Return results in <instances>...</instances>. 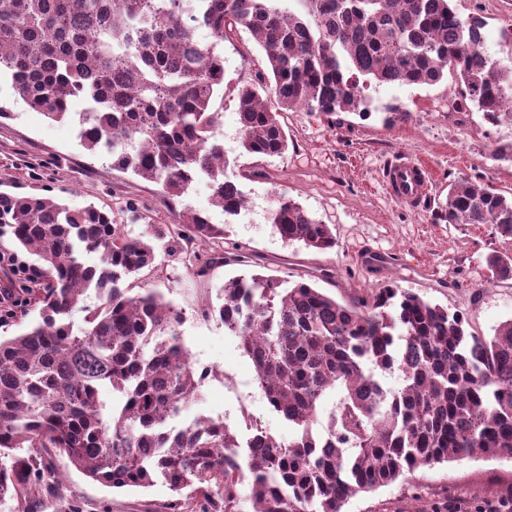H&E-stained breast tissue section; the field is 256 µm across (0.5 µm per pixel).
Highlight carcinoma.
I'll use <instances>...</instances> for the list:
<instances>
[{"label": "carcinoma", "mask_w": 512, "mask_h": 512, "mask_svg": "<svg viewBox=\"0 0 512 512\" xmlns=\"http://www.w3.org/2000/svg\"><path fill=\"white\" fill-rule=\"evenodd\" d=\"M453 0H0V82L51 120L74 117L80 144L161 185L165 196L204 181L211 204L234 216L245 198L225 178L214 133L224 58L196 39L249 31L266 69L237 92L240 146L274 157L288 150V111L368 114L370 87L433 86L451 74L454 112L512 123V63L483 49L479 16ZM124 234L112 212L72 209L37 193L0 191V234L38 257L42 287L22 288L39 320L0 339V501L40 512L65 487L46 456H68L86 476L116 489L161 480L174 498L163 512H344L360 492L421 467L465 458H512V318L491 337L467 319L398 288L340 303L313 284L243 272L224 281L216 314L239 339L271 411L295 437L222 420L172 422L195 399L198 370L176 333L183 313L130 279L158 267L157 243L172 234L137 202ZM449 224H491L512 240V192L449 185L437 210ZM280 237L317 251L336 247L330 225L293 199H274ZM178 237L221 242L226 227L187 209ZM99 256L89 264L85 257ZM192 276L249 263L246 248L194 256ZM512 280V254L489 258ZM93 287L103 303L84 304ZM84 313L82 323L73 316ZM397 376V385L388 377ZM109 387L119 403L100 399ZM343 391L327 434L313 431L321 400ZM25 453H19V450ZM448 492L409 512H512V488L488 504Z\"/></svg>", "instance_id": "carcinoma-1"}]
</instances>
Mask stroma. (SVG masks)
<instances>
[{
	"instance_id": "obj_1",
	"label": "stroma",
	"mask_w": 512,
	"mask_h": 512,
	"mask_svg": "<svg viewBox=\"0 0 512 512\" xmlns=\"http://www.w3.org/2000/svg\"><path fill=\"white\" fill-rule=\"evenodd\" d=\"M454 4L461 17L483 18L485 48L507 59L501 32L512 28V0ZM196 37L215 45L224 58V104L215 134L229 160L227 175L247 196L239 215L230 217L214 207L202 183L183 196L165 199L156 183L114 168L105 154L86 151L73 118L47 119L15 100L6 84L0 86V104L12 116L0 119V190L45 194L72 208L91 203L105 207L131 237L141 235L145 227L130 223V200L147 207L158 224L174 223L176 212L191 208L225 226V245L245 246L260 272L314 283L337 301L393 285L463 313L470 331L479 335H493L500 323L512 318V280L492 279L487 269L489 255L512 252V240L501 238L492 225L449 224L435 214L449 183L458 179L512 191V165L489 158L495 146L512 142V124L492 125L480 113L449 110L458 85L447 77L433 86L379 87L372 92V112L343 115L338 126L316 113L286 112L282 124L288 134L287 152L274 158L247 155L239 147L236 93L264 69L262 54L245 31L230 42L216 40L205 28ZM393 106L410 110V119L386 124V112ZM404 152L426 161L437 179L435 195L416 207L396 202L383 182L385 166ZM278 195L294 199L330 224L335 248L317 252L283 241L269 220ZM214 250L207 242H195L189 249L171 241L147 276L149 287L182 311L177 333L195 367L208 372L180 420L219 418L239 427L248 419L279 440L293 438V429L270 410L238 339L226 334L217 317L204 314L219 305L225 280L240 271L229 265L215 268L204 279L190 276V253ZM52 462L67 496L82 512H161L172 497L161 483L113 489L87 477L67 457L56 454ZM410 481L425 493L445 489L452 495L477 491L492 497L512 487V459L448 462L418 469Z\"/></svg>"
}]
</instances>
